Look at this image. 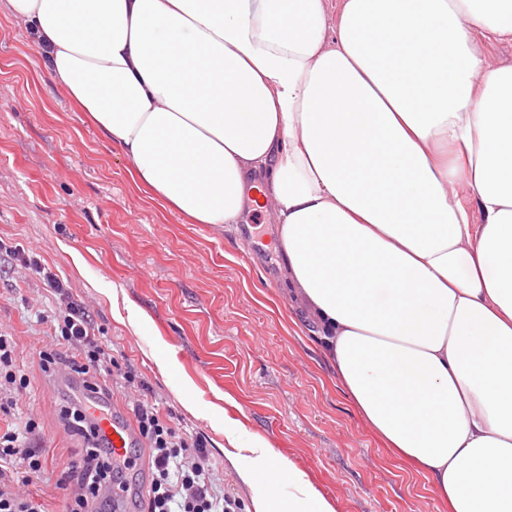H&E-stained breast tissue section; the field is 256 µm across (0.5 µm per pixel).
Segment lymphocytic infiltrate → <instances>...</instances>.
<instances>
[{
	"instance_id": "f902f5d3",
	"label": "lymphocytic infiltrate",
	"mask_w": 512,
	"mask_h": 512,
	"mask_svg": "<svg viewBox=\"0 0 512 512\" xmlns=\"http://www.w3.org/2000/svg\"><path fill=\"white\" fill-rule=\"evenodd\" d=\"M21 262L61 302L51 342L39 352L42 371L67 370L93 393H108L116 386L123 390L152 470L142 512H244L239 498L214 490L205 435L187 432L161 413L148 398L144 381L114 359L108 339L96 334L86 304L72 299L56 273L34 256L22 257ZM15 350L13 337L0 333V417L11 416L30 384L15 364ZM60 415L85 443L80 459L68 462L59 480L66 493L65 512H112L111 499L100 495L102 488L122 484V472L110 449L100 441L80 404L61 406ZM37 427L32 417L20 432L0 427V512H48L40 496L30 490L33 477L46 470L48 458L20 438Z\"/></svg>"
}]
</instances>
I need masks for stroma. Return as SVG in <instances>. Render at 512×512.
Instances as JSON below:
<instances>
[{
  "label": "stroma",
  "instance_id": "35a3bbf8",
  "mask_svg": "<svg viewBox=\"0 0 512 512\" xmlns=\"http://www.w3.org/2000/svg\"><path fill=\"white\" fill-rule=\"evenodd\" d=\"M0 241L60 275L163 410L207 435L225 493L252 497L224 456L229 418L306 471L337 512H448L381 448L317 338L291 322L265 213L238 226L192 224L150 198L124 153L60 94L25 23L1 8ZM55 309L43 281L0 254V331L15 337L31 380L23 401L40 412L36 442L62 463L82 442L62 425L39 368Z\"/></svg>",
  "mask_w": 512,
  "mask_h": 512
}]
</instances>
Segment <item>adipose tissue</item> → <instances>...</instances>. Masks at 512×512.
<instances>
[{"mask_svg":"<svg viewBox=\"0 0 512 512\" xmlns=\"http://www.w3.org/2000/svg\"><path fill=\"white\" fill-rule=\"evenodd\" d=\"M197 224L265 208L358 414L448 512H512V0H7ZM253 512H336L225 422ZM287 472L288 491L270 492Z\"/></svg>","mask_w":512,"mask_h":512,"instance_id":"ef3b65f1","label":"adipose tissue"}]
</instances>
